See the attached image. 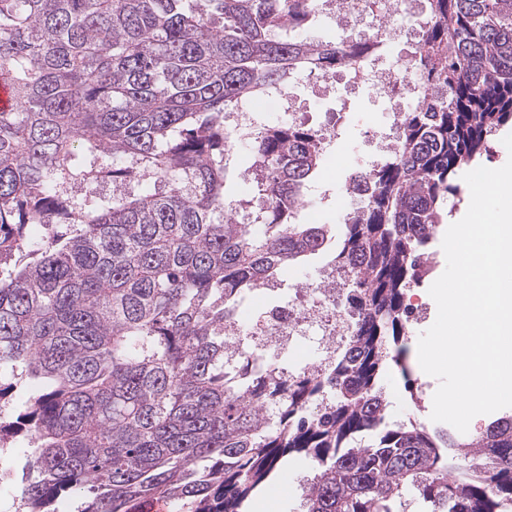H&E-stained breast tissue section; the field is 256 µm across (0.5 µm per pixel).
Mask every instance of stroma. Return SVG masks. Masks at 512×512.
Segmentation results:
<instances>
[{"label": "stroma", "instance_id": "35a3bbf8", "mask_svg": "<svg viewBox=\"0 0 512 512\" xmlns=\"http://www.w3.org/2000/svg\"><path fill=\"white\" fill-rule=\"evenodd\" d=\"M290 91L300 101L303 111L308 112L312 123L321 122L326 112L335 102H342L344 119L335 143L326 146L318 170V179L331 186L335 194L330 203L312 202L301 213L300 220L306 224H327L335 232H342L348 212V202L342 193V187L352 167L364 161L372 150L368 136L371 129L385 126L394 106V99L371 85L365 83L341 82L334 90V99H323L311 95L303 78H294ZM443 237L435 235L425 256L427 275L407 291L409 302L424 306L423 319L408 323L405 337L407 362L412 371L413 387L418 403L415 416L418 422L429 423L432 411L433 395L439 385L436 378L421 369L417 356V343L422 332L435 321L437 306L429 294V288L446 268V257L442 250ZM331 260L330 255L321 254L310 258L301 268H291L284 272L279 280V288L274 292H260L250 295L239 308V317L243 324L241 335L244 343H251V333L257 327L262 312L274 304L287 303L293 288L298 286H318L319 273ZM311 469L310 461L292 459L288 467L259 495V502L268 506L267 512H293L299 504L301 483Z\"/></svg>", "mask_w": 512, "mask_h": 512}]
</instances>
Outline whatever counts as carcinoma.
I'll list each match as a JSON object with an SVG mask.
<instances>
[{
	"label": "carcinoma",
	"mask_w": 512,
	"mask_h": 512,
	"mask_svg": "<svg viewBox=\"0 0 512 512\" xmlns=\"http://www.w3.org/2000/svg\"><path fill=\"white\" fill-rule=\"evenodd\" d=\"M318 14L319 0H0V447L32 448L23 512L61 496L75 512H247L293 457L314 469L302 512H396L405 490L427 512H512V413L462 462L450 432L391 426L377 398L445 201L512 124V0H427L420 100L336 248L357 313L336 372L283 379L224 356L242 299L332 239L299 220L324 149L303 123L255 130L259 223L229 213L227 114L385 50L301 36ZM104 179L119 191L96 194ZM29 224L55 231L32 240Z\"/></svg>",
	"instance_id": "cac0c4a2"
}]
</instances>
